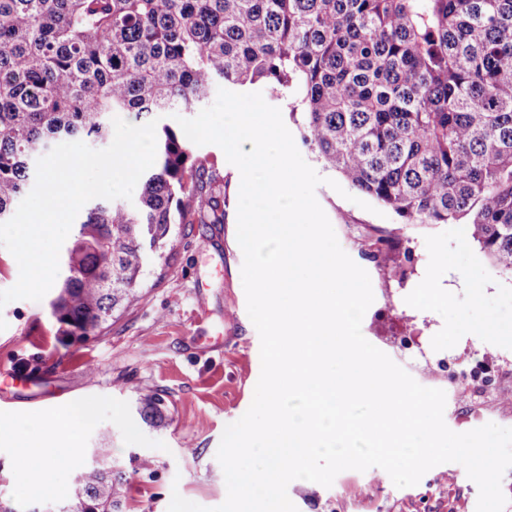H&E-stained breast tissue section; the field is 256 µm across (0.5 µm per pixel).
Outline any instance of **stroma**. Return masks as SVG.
Here are the masks:
<instances>
[{
  "label": "stroma",
  "instance_id": "35a3bbf8",
  "mask_svg": "<svg viewBox=\"0 0 512 512\" xmlns=\"http://www.w3.org/2000/svg\"><path fill=\"white\" fill-rule=\"evenodd\" d=\"M224 179V221L178 224L165 261L150 264L138 297L100 336L66 349L55 340L47 301L15 300L0 308V501L32 507L66 495L65 471L43 488L24 475L42 464L35 443L53 441L55 415L76 422L80 445L52 455L75 463L107 449L126 484L121 512H167L172 492L212 508L227 495L216 459L226 425L250 407L261 364L248 312L237 244L239 171L223 150L201 146ZM304 160L323 177L315 197L342 249L370 277L374 301L363 336L420 385L446 394L444 421L457 433L493 423L512 427V276L499 272L462 224H405L391 210L377 215L333 187L338 172L307 147ZM385 233L398 246L385 258L367 256ZM443 284L442 296L426 291ZM417 338L425 357H405L396 345ZM478 377L499 392L479 417L459 404L455 389ZM165 399L161 423L138 413L151 393ZM93 417L82 421V409ZM152 457V471L135 460ZM478 487L461 464L427 471L397 488L378 467L340 472L331 486L295 480L288 496L298 512H476Z\"/></svg>",
  "mask_w": 512,
  "mask_h": 512
}]
</instances>
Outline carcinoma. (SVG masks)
<instances>
[{"mask_svg":"<svg viewBox=\"0 0 512 512\" xmlns=\"http://www.w3.org/2000/svg\"><path fill=\"white\" fill-rule=\"evenodd\" d=\"M268 85L302 141L406 224H464L512 274V0H0V222L36 162L72 139L105 144L112 114L192 112L213 86ZM134 203H86L49 301L64 348L109 328L177 224L224 223L208 158L156 126ZM143 419L164 418V398ZM71 494L26 512H119L105 449Z\"/></svg>","mask_w":512,"mask_h":512,"instance_id":"obj_1","label":"carcinoma"}]
</instances>
